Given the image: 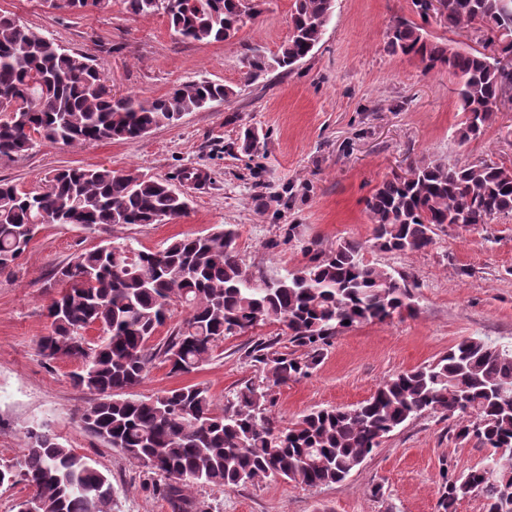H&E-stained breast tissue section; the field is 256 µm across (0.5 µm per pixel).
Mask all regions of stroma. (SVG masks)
Returning <instances> with one entry per match:
<instances>
[{
	"label": "stroma",
	"instance_id": "1",
	"mask_svg": "<svg viewBox=\"0 0 512 512\" xmlns=\"http://www.w3.org/2000/svg\"><path fill=\"white\" fill-rule=\"evenodd\" d=\"M293 4L268 0L232 40L200 43L178 39L165 17L129 15L122 0L92 17L52 12L41 0H0V10L24 25L90 56L115 95L157 97L203 78L231 90L220 110L186 113L135 141L44 144L2 160L0 179L33 191L66 166L136 168L170 180L189 208L171 221L116 228L114 241L133 239L153 250L234 224L246 266L266 277L302 268L311 251L345 240L367 244L368 259L411 276L413 315L339 330L309 375L273 388V411L285 423L313 409L355 406L389 376L433 361L463 338L512 343V215L451 224L438 229L427 250L392 254L371 250L366 211L382 181L415 158L512 164V103L482 138L460 143L462 112L447 70L425 69L387 49L397 18L419 20L412 0H335L311 55L288 73L246 82L247 56H272L287 40ZM248 127L260 136L252 156L241 150ZM254 166L262 170L259 187L249 175ZM101 239L77 226L39 225L18 265L0 274V459L19 457L26 428L45 424L111 472L118 512H171L145 488L142 467L81 429L93 396L74 386L76 362L46 359L36 348L49 326L45 281ZM261 339L293 349L280 325H268L225 337L212 359L189 373L154 362L133 393L201 384L223 402L241 382L262 379L246 356ZM484 457V449L457 438L454 420L425 414L392 432L341 483L308 488L263 480L224 491L200 487L195 496L211 512H438L446 476L478 468Z\"/></svg>",
	"mask_w": 512,
	"mask_h": 512
}]
</instances>
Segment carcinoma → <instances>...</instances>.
<instances>
[{
	"label": "carcinoma",
	"mask_w": 512,
	"mask_h": 512,
	"mask_svg": "<svg viewBox=\"0 0 512 512\" xmlns=\"http://www.w3.org/2000/svg\"><path fill=\"white\" fill-rule=\"evenodd\" d=\"M136 16L162 15L189 42H224L264 0H122ZM112 0H67L85 17ZM334 0H294L288 40L272 57L248 60L252 83L278 68L288 72L320 42ZM440 18L449 31L482 33V49L435 41L399 18L389 33L390 53L448 70L464 120L461 142L481 138L512 93V0H444ZM231 94L209 80L179 84L155 98L117 97L82 52L0 14V100L17 105L0 119V159L24 155L48 142L65 146L133 141L172 125L187 112ZM185 198L168 180L139 170L68 167L44 187L23 191L0 180V273L11 271L31 240V226L70 224L112 234L129 224H160L180 217ZM372 247L419 252L447 224H488L512 214V165L475 161L450 165L413 159L385 179L366 201ZM234 224L190 234L154 251L133 239L112 240L73 254L54 270L46 306L49 332L37 340L49 360L80 365L74 385L95 395L80 416L89 436L143 467L147 487L172 512H208L193 495L200 486L230 490L283 479L318 488L345 481L398 427L423 415L461 417L457 437L486 450L481 467L446 479L438 507L457 512L460 501L483 499L485 512H512V345L468 337L434 361L385 379L352 408H321L285 426L271 410V390L309 373L338 330L384 322L415 310L408 276L370 262L363 243L346 240L314 254L296 271L268 280L255 275L236 246ZM179 302L188 316L161 343L152 340ZM349 324H344V321ZM278 323L289 341L308 349L295 357L260 342L247 354L264 378L240 383L224 406L195 384L134 398L152 361L175 374L208 362L226 336ZM96 327L99 342L85 333ZM21 457L0 461V489L22 485L39 512H113L111 476L60 441L45 426L25 431Z\"/></svg>",
	"instance_id": "1"
}]
</instances>
